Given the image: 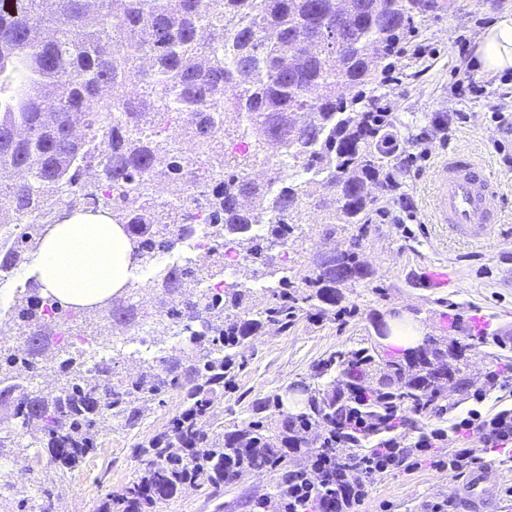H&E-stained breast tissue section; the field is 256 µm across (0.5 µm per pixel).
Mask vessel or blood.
<instances>
[{
  "label": "vessel or blood",
  "instance_id": "b4317fda",
  "mask_svg": "<svg viewBox=\"0 0 512 512\" xmlns=\"http://www.w3.org/2000/svg\"><path fill=\"white\" fill-rule=\"evenodd\" d=\"M436 184L440 214L450 231L477 240L492 236L498 217L489 206L494 182L485 167L467 156L449 155ZM500 479L498 467L484 463L472 471L455 494L463 501L466 512H491Z\"/></svg>",
  "mask_w": 512,
  "mask_h": 512
}]
</instances>
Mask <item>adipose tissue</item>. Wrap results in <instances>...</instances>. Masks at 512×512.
Listing matches in <instances>:
<instances>
[{"instance_id":"ef3b65f1","label":"adipose tissue","mask_w":512,"mask_h":512,"mask_svg":"<svg viewBox=\"0 0 512 512\" xmlns=\"http://www.w3.org/2000/svg\"><path fill=\"white\" fill-rule=\"evenodd\" d=\"M472 63L482 75L512 69V13L487 27ZM133 243L105 214L76 213L46 225L31 267L40 292L72 307L108 305L131 275Z\"/></svg>"}]
</instances>
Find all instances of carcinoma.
I'll use <instances>...</instances> for the list:
<instances>
[{"mask_svg":"<svg viewBox=\"0 0 512 512\" xmlns=\"http://www.w3.org/2000/svg\"><path fill=\"white\" fill-rule=\"evenodd\" d=\"M0 0V224L20 232L0 241V269L30 262L44 225L76 211L105 213L135 244L134 262L175 247L163 224V205L153 193L157 180H207L201 205L214 237L227 241L251 224L261 233L237 241L242 267L252 276L283 273L277 284L255 294L243 282L224 290L201 287L204 278L224 275V262L206 275L192 260L159 274L171 306L153 333L166 336L182 327L186 344L165 353L137 377L112 381V367L84 373L83 353L74 350L58 365L64 376L54 392L23 389L20 378H0V406L11 410L31 445L46 448L59 478L78 468L112 424L137 428L148 406L175 391L179 402L163 431L134 447L142 466L118 496L107 493L98 512H155L160 501L191 488L214 494L226 480L224 468L275 466L281 449L320 429L318 452L378 447L388 437L406 440L418 421L442 411L431 381L445 370L468 365L481 336L433 339L409 360L376 347L341 350L312 367L302 379L305 398L295 413L284 412L280 396L256 401L241 429L213 421L214 403L232 382L236 347L264 325L286 330L298 313L331 309L339 288L366 276L354 249L331 251L314 264L297 287L275 269L274 251L288 243L308 210L319 213L322 234L336 225L362 231L373 190L381 185L386 152L377 132L384 120L355 110V101L336 96L349 84L367 88L379 63L414 28L423 0H347L357 23L336 37L325 17L336 0ZM164 112L188 115L169 138L155 135ZM242 129L239 155L227 156L219 143L220 119ZM190 138L207 170L193 168L176 143ZM288 159L296 178L271 193L278 182L249 178L247 169L269 156ZM341 190H336V185ZM77 186L62 201L56 187ZM333 190L317 193L316 187ZM35 279L27 282L18 310L21 334L43 336L53 354L67 344L57 338ZM134 320V307L113 295L105 307ZM35 369L42 351L18 348L5 355ZM348 378L336 390V376Z\"/></svg>","mask_w":512,"mask_h":512,"instance_id":"obj_1","label":"carcinoma"}]
</instances>
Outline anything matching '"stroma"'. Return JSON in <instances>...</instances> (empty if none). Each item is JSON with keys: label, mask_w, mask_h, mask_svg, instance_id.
<instances>
[{"label": "stroma", "mask_w": 512, "mask_h": 512, "mask_svg": "<svg viewBox=\"0 0 512 512\" xmlns=\"http://www.w3.org/2000/svg\"><path fill=\"white\" fill-rule=\"evenodd\" d=\"M512 11V0H454L406 34L400 50L388 57L398 84L376 86L358 101L366 110L378 99L389 123L405 137H427V155L398 170L397 180L408 196L410 210L394 205L385 189H378L365 232L340 224L333 237L321 234L316 212L288 238L286 266L293 282H301L322 254L348 248L359 240L358 255L369 275L341 289L345 316H320L305 308L288 329L266 326L246 337L237 348L240 363L233 386L215 406V419L225 428L250 416L253 400L284 393L287 385L309 374L317 361L334 352L379 344L377 324L390 312H402L421 335H447L453 318L465 328L499 338V345L481 347L467 370L470 391H447L441 414L424 420V430L448 427L456 411L473 404L471 392L483 386L489 369L500 357L512 361V135L503 133L494 115L512 114V72L477 75L479 93L458 100L453 84L469 69L473 50L495 15ZM461 152L480 162L498 182L492 206L499 223L492 237L471 241L450 233L438 222L433 181L450 153ZM447 268L451 282L438 288L430 283L433 270ZM179 397L146 412L137 431L113 427L79 469L59 479L54 464L36 467L35 475L14 477L13 489L0 491V512H19V501H32L38 489L54 486L53 505L84 501L97 506L106 493L120 492L139 468L131 455L136 438L162 430ZM302 453L284 464L244 471L222 487L219 495L185 490L166 501L161 512H253L256 501L273 497L285 471L306 466ZM456 485L447 471L422 462L413 471L396 469L376 474L363 512H423L427 501L447 499Z\"/></svg>", "instance_id": "obj_1"}]
</instances>
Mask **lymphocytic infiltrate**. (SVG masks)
Segmentation results:
<instances>
[{
  "label": "lymphocytic infiltrate",
  "mask_w": 512,
  "mask_h": 512,
  "mask_svg": "<svg viewBox=\"0 0 512 512\" xmlns=\"http://www.w3.org/2000/svg\"><path fill=\"white\" fill-rule=\"evenodd\" d=\"M488 396L487 389L474 392L477 405ZM475 408L455 415L449 429L436 428L423 434L410 448L384 446L367 452L353 451L330 460L314 456L303 469L289 472L287 504L283 512H359L367 497L373 476L393 469L414 470L420 461L447 471L454 479L468 476L480 458L469 447L449 449L447 455L436 450L447 433L471 434L483 442L488 451L500 452L512 463V408L482 412ZM329 476V485H322V476Z\"/></svg>",
  "instance_id": "obj_1"
}]
</instances>
